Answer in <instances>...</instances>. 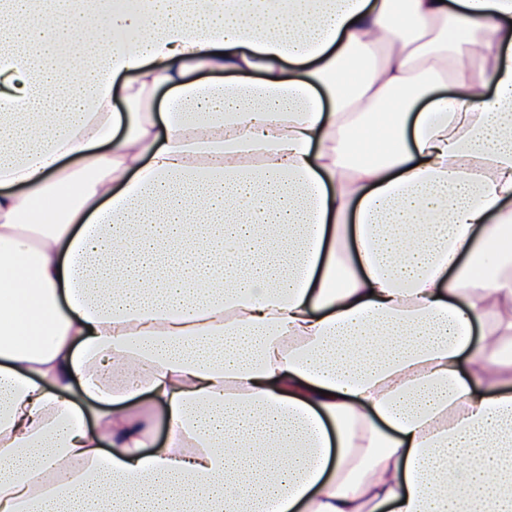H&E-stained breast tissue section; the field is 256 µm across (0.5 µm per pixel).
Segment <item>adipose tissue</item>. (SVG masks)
I'll list each match as a JSON object with an SVG mask.
<instances>
[{"label":"adipose tissue","mask_w":512,"mask_h":512,"mask_svg":"<svg viewBox=\"0 0 512 512\" xmlns=\"http://www.w3.org/2000/svg\"><path fill=\"white\" fill-rule=\"evenodd\" d=\"M4 70L0 512H512V0H0Z\"/></svg>","instance_id":"ef3b65f1"}]
</instances>
